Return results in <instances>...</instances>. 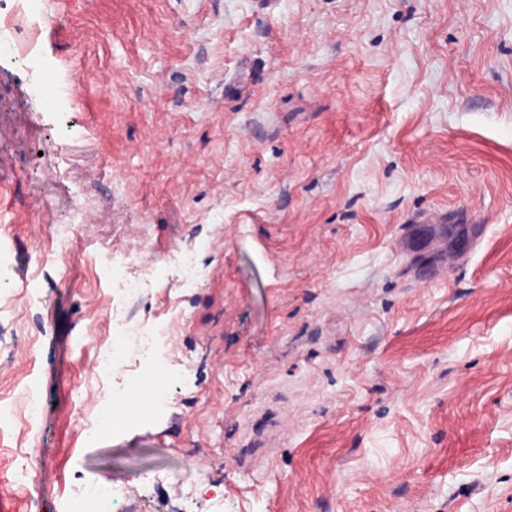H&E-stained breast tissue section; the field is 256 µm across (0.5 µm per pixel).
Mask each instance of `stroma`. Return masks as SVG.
I'll list each match as a JSON object with an SVG mask.
<instances>
[{
    "label": "stroma",
    "mask_w": 512,
    "mask_h": 512,
    "mask_svg": "<svg viewBox=\"0 0 512 512\" xmlns=\"http://www.w3.org/2000/svg\"><path fill=\"white\" fill-rule=\"evenodd\" d=\"M31 6L35 61L0 57V512L104 479L114 512H512V0ZM136 249L171 404L91 442L99 263ZM170 261L179 273L181 288H196L199 284V272L195 257L190 253L177 252L170 257Z\"/></svg>",
    "instance_id": "1"
}]
</instances>
